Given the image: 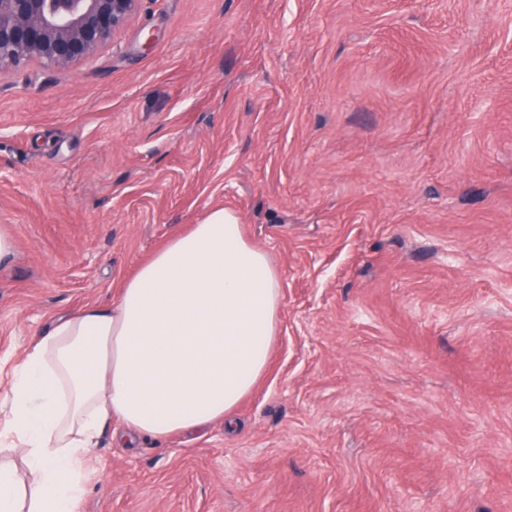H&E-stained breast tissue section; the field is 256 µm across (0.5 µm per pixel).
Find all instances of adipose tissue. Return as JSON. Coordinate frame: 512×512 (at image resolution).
Returning <instances> with one entry per match:
<instances>
[{"label": "adipose tissue", "mask_w": 512, "mask_h": 512, "mask_svg": "<svg viewBox=\"0 0 512 512\" xmlns=\"http://www.w3.org/2000/svg\"><path fill=\"white\" fill-rule=\"evenodd\" d=\"M281 289L268 254L216 209L128 278L108 307L60 317L0 388V512H78L112 420L166 440L224 420L263 375Z\"/></svg>", "instance_id": "obj_1"}]
</instances>
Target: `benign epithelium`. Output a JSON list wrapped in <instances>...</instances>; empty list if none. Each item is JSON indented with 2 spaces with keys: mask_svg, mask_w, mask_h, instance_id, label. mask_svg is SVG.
Returning <instances> with one entry per match:
<instances>
[{
  "mask_svg": "<svg viewBox=\"0 0 512 512\" xmlns=\"http://www.w3.org/2000/svg\"><path fill=\"white\" fill-rule=\"evenodd\" d=\"M139 0H0V71L30 62L67 67L105 47Z\"/></svg>",
  "mask_w": 512,
  "mask_h": 512,
  "instance_id": "7a95c632",
  "label": "benign epithelium"
}]
</instances>
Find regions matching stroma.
<instances>
[{
	"mask_svg": "<svg viewBox=\"0 0 512 512\" xmlns=\"http://www.w3.org/2000/svg\"><path fill=\"white\" fill-rule=\"evenodd\" d=\"M219 207L280 277L267 369L113 422L79 512H512V0H140L0 71V384Z\"/></svg>",
	"mask_w": 512,
	"mask_h": 512,
	"instance_id": "1",
	"label": "stroma"
}]
</instances>
